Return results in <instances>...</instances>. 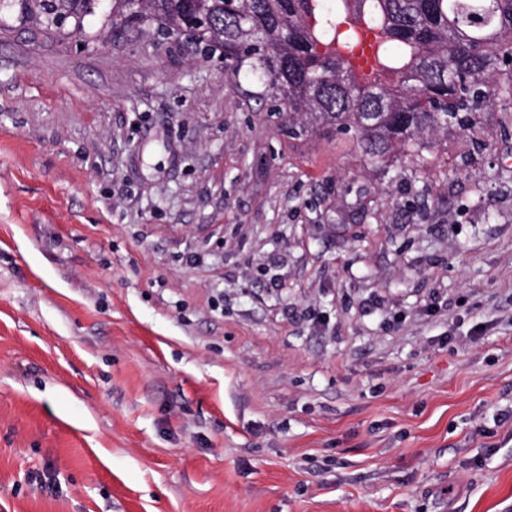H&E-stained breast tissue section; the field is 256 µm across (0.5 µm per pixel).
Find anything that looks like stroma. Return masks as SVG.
Listing matches in <instances>:
<instances>
[{"mask_svg":"<svg viewBox=\"0 0 512 512\" xmlns=\"http://www.w3.org/2000/svg\"><path fill=\"white\" fill-rule=\"evenodd\" d=\"M269 107L0 10V512H512V94L379 164Z\"/></svg>","mask_w":512,"mask_h":512,"instance_id":"stroma-1","label":"stroma"}]
</instances>
